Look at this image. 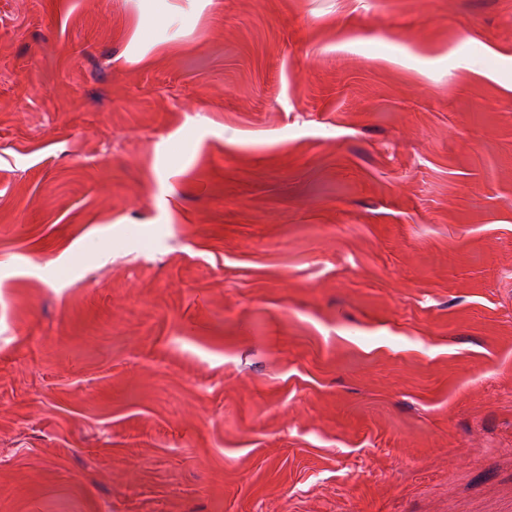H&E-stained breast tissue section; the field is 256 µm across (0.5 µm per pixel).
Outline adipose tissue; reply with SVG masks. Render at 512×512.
<instances>
[{"instance_id":"obj_1","label":"adipose tissue","mask_w":512,"mask_h":512,"mask_svg":"<svg viewBox=\"0 0 512 512\" xmlns=\"http://www.w3.org/2000/svg\"><path fill=\"white\" fill-rule=\"evenodd\" d=\"M199 8L198 0H192L186 8L181 7L178 0H137L136 34L131 43V60L142 61L154 48L150 33L163 36L171 29L179 34L191 30Z\"/></svg>"}]
</instances>
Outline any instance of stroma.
<instances>
[{"instance_id": "obj_1", "label": "stroma", "mask_w": 512, "mask_h": 512, "mask_svg": "<svg viewBox=\"0 0 512 512\" xmlns=\"http://www.w3.org/2000/svg\"><path fill=\"white\" fill-rule=\"evenodd\" d=\"M135 30L0 0V512H512V0Z\"/></svg>"}]
</instances>
